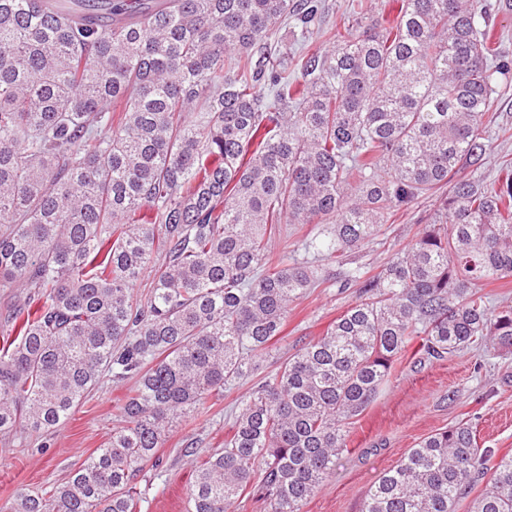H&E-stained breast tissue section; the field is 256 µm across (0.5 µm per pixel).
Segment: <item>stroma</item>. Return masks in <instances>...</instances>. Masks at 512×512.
<instances>
[{
    "mask_svg": "<svg viewBox=\"0 0 512 512\" xmlns=\"http://www.w3.org/2000/svg\"><path fill=\"white\" fill-rule=\"evenodd\" d=\"M494 112L490 129L494 150L484 165L492 177L503 163L512 162V90L499 97ZM435 208L434 199L417 200L398 211L376 239L323 266V284L290 306L282 337L270 357L263 359V367L321 336L354 301V291L335 282L336 273L357 267L378 271L415 239ZM242 390L239 384L225 390L223 399L206 407L201 416L187 418L171 434L160 450L162 465L150 473L141 512H188L192 467L188 459L176 458L175 451L190 441L204 452L223 447L230 409ZM128 391V386L104 379L47 434L30 437L20 447H0V503L17 488L37 492L66 481L79 463L109 440L117 407ZM459 422L476 427L480 447L499 456L512 454V351L472 347L433 363L405 353L376 399L355 418L348 452L327 484L307 500L303 512H360L382 472L393 469L423 438Z\"/></svg>",
    "mask_w": 512,
    "mask_h": 512,
    "instance_id": "35a3bbf8",
    "label": "stroma"
}]
</instances>
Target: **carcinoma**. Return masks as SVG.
Instances as JSON below:
<instances>
[{
    "label": "carcinoma",
    "mask_w": 512,
    "mask_h": 512,
    "mask_svg": "<svg viewBox=\"0 0 512 512\" xmlns=\"http://www.w3.org/2000/svg\"><path fill=\"white\" fill-rule=\"evenodd\" d=\"M0 0V444L47 432L107 373L133 382L118 423L60 485L0 512H140L138 483L183 417L255 375L289 306L323 279L267 244L319 224L324 262L420 198L438 203L379 272L339 274L356 300L236 399L224 447L187 446L191 512L249 495L302 512L392 368L492 342L512 306V168L495 177L485 118L512 87L489 0H401L397 20L326 32L322 54L272 51L322 29L323 0ZM163 255L145 303L133 288ZM473 426L434 433L361 512H512V456ZM483 294H488L492 305H512V277L502 279L487 287H481Z\"/></svg>",
    "instance_id": "obj_1"
}]
</instances>
